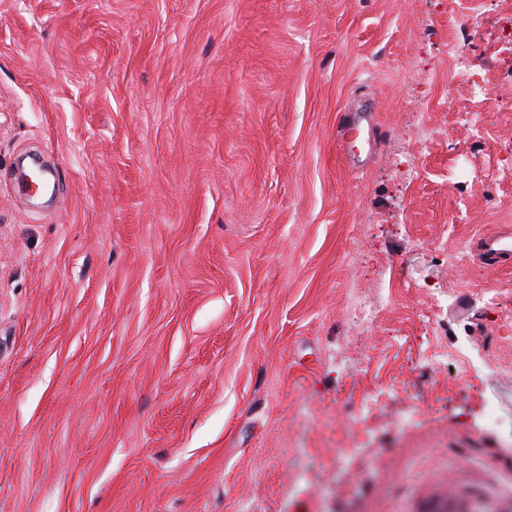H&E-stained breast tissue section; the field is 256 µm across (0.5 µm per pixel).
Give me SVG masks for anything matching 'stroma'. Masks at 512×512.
<instances>
[{
    "mask_svg": "<svg viewBox=\"0 0 512 512\" xmlns=\"http://www.w3.org/2000/svg\"><path fill=\"white\" fill-rule=\"evenodd\" d=\"M509 85L512 0H0V512H512ZM482 257L490 265H504L512 262V241L510 236H501L487 240L481 250Z\"/></svg>",
    "mask_w": 512,
    "mask_h": 512,
    "instance_id": "1",
    "label": "stroma"
}]
</instances>
